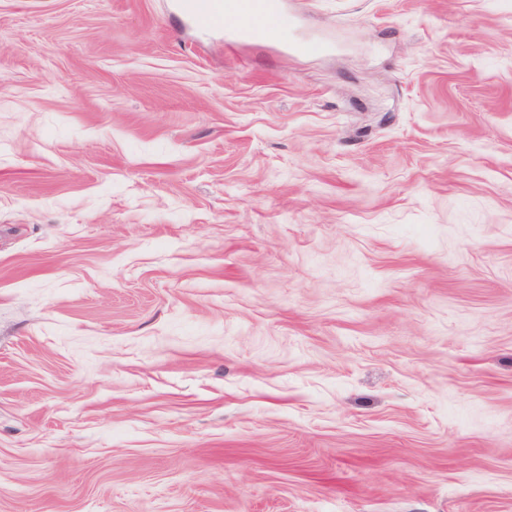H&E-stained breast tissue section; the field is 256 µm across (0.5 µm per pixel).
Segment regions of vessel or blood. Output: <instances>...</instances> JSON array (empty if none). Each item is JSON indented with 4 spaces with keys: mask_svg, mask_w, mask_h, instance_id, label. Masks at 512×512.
I'll return each instance as SVG.
<instances>
[{
    "mask_svg": "<svg viewBox=\"0 0 512 512\" xmlns=\"http://www.w3.org/2000/svg\"><path fill=\"white\" fill-rule=\"evenodd\" d=\"M180 9L194 24L203 27H222L226 18H236L238 24L233 39L249 38L256 34L289 40L292 22L282 13L279 0H208L206 9H198L194 0H180Z\"/></svg>",
    "mask_w": 512,
    "mask_h": 512,
    "instance_id": "b4317fda",
    "label": "vessel or blood"
}]
</instances>
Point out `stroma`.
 I'll return each mask as SVG.
<instances>
[{
    "mask_svg": "<svg viewBox=\"0 0 512 512\" xmlns=\"http://www.w3.org/2000/svg\"><path fill=\"white\" fill-rule=\"evenodd\" d=\"M0 0V512H512V0ZM178 5L192 23L203 27H224V18L235 17L238 26L228 36L231 40L263 34L288 41L292 36V22L277 0H208L204 11L194 0H181Z\"/></svg>",
    "mask_w": 512,
    "mask_h": 512,
    "instance_id": "1",
    "label": "stroma"
}]
</instances>
